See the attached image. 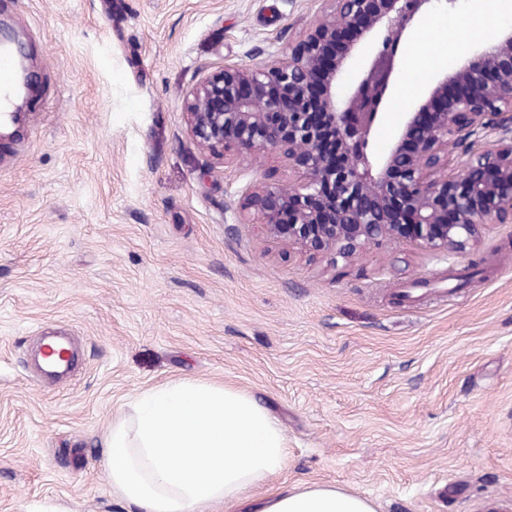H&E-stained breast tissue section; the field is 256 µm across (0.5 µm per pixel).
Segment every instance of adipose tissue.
Masks as SVG:
<instances>
[{
  "mask_svg": "<svg viewBox=\"0 0 512 512\" xmlns=\"http://www.w3.org/2000/svg\"><path fill=\"white\" fill-rule=\"evenodd\" d=\"M440 50L410 59L403 97L415 95L441 61L487 39L485 16L423 32ZM105 444L112 487L134 512H205L230 506L280 468L286 436L251 397L222 385L182 379L142 391L116 419ZM260 512H373L370 503L330 486L282 490Z\"/></svg>",
  "mask_w": 512,
  "mask_h": 512,
  "instance_id": "ef3b65f1",
  "label": "adipose tissue"
}]
</instances>
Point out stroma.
<instances>
[{
  "label": "stroma",
  "mask_w": 512,
  "mask_h": 512,
  "mask_svg": "<svg viewBox=\"0 0 512 512\" xmlns=\"http://www.w3.org/2000/svg\"><path fill=\"white\" fill-rule=\"evenodd\" d=\"M321 0H0L35 85L0 137V512H131L105 438L181 378L253 397L288 441L234 508L334 486L374 512H512V223L437 259L366 245L348 265L239 223L276 154L215 163L182 104L250 66ZM64 331L67 382L32 356Z\"/></svg>",
  "instance_id": "35a3bbf8"
}]
</instances>
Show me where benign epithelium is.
I'll list each match as a JSON object with an SVG mask.
<instances>
[{"mask_svg": "<svg viewBox=\"0 0 512 512\" xmlns=\"http://www.w3.org/2000/svg\"><path fill=\"white\" fill-rule=\"evenodd\" d=\"M321 2L287 49L211 70L184 99L192 140L222 164L276 152L300 174L248 182L240 219H258L285 248L345 262L408 240L446 259L474 249L483 227L511 224L512 30L444 71L379 149L403 42L435 0Z\"/></svg>", "mask_w": 512, "mask_h": 512, "instance_id": "obj_1", "label": "benign epithelium"}]
</instances>
